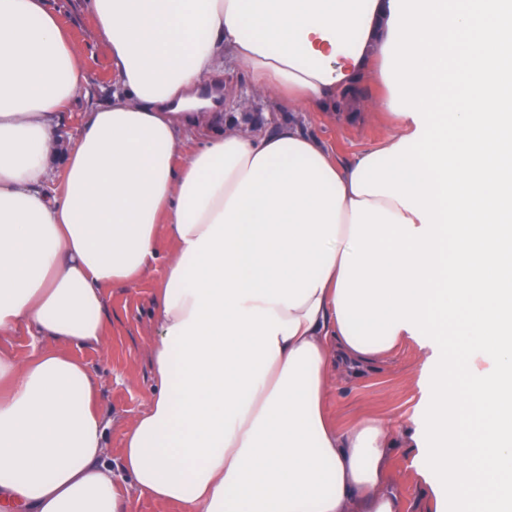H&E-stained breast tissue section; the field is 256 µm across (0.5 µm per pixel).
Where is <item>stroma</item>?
<instances>
[{"label": "stroma", "mask_w": 512, "mask_h": 512, "mask_svg": "<svg viewBox=\"0 0 512 512\" xmlns=\"http://www.w3.org/2000/svg\"><path fill=\"white\" fill-rule=\"evenodd\" d=\"M74 39L83 47L79 63L91 79L89 94L65 112L59 128L61 150L71 148L92 104L109 99L118 86L107 48L97 39L81 0H47ZM293 121L322 142L337 158L346 159L381 143L391 127L386 113H361L347 122L342 113L307 111L293 114ZM161 271L140 282L109 289L106 306L107 333L104 349L84 348L78 357L99 383L98 404L111 418L106 445L116 479L125 480L121 468L123 433L148 406L155 388L148 345L157 334L153 319L156 288ZM423 356L413 344H405L379 362L357 371L339 372L327 404L337 427H349L366 417H385L397 423L398 445L389 457V472L400 491V512H437L428 487L411 465L414 454L405 432L412 428L424 404L417 384Z\"/></svg>", "instance_id": "stroma-1"}]
</instances>
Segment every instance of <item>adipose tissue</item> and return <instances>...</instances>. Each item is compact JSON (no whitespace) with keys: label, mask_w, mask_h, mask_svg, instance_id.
I'll return each instance as SVG.
<instances>
[{"label":"adipose tissue","mask_w":512,"mask_h":512,"mask_svg":"<svg viewBox=\"0 0 512 512\" xmlns=\"http://www.w3.org/2000/svg\"><path fill=\"white\" fill-rule=\"evenodd\" d=\"M119 88L49 180L88 91L46 0H0V512H399L392 421L325 407L337 361L425 350L412 465L450 512H512V0H82ZM284 113L378 79L394 132L343 163L245 130L225 68ZM172 250L160 256V236ZM164 272L156 387L116 481L107 291ZM27 328L43 347L19 357Z\"/></svg>","instance_id":"adipose-tissue-1"}]
</instances>
